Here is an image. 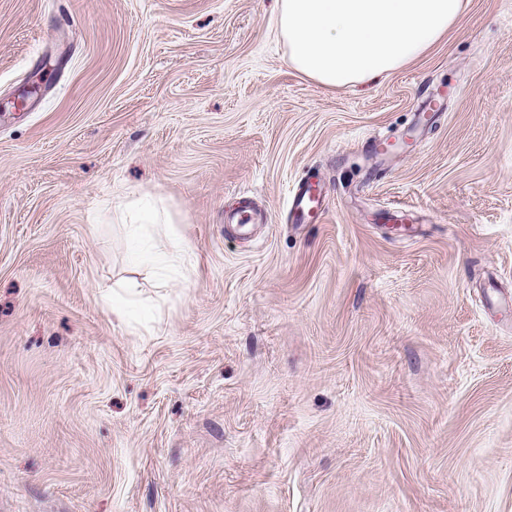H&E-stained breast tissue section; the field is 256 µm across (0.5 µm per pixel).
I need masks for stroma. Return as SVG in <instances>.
<instances>
[{"label": "stroma", "mask_w": 512, "mask_h": 512, "mask_svg": "<svg viewBox=\"0 0 512 512\" xmlns=\"http://www.w3.org/2000/svg\"><path fill=\"white\" fill-rule=\"evenodd\" d=\"M278 8L0 0V512H512V0L344 88ZM290 198L288 218L293 224H315L325 213L323 189L312 178L293 189Z\"/></svg>", "instance_id": "stroma-1"}]
</instances>
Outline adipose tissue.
<instances>
[{"label":"adipose tissue","instance_id":"adipose-tissue-1","mask_svg":"<svg viewBox=\"0 0 512 512\" xmlns=\"http://www.w3.org/2000/svg\"><path fill=\"white\" fill-rule=\"evenodd\" d=\"M463 0H281L289 61L329 87L396 71L441 39Z\"/></svg>","mask_w":512,"mask_h":512}]
</instances>
